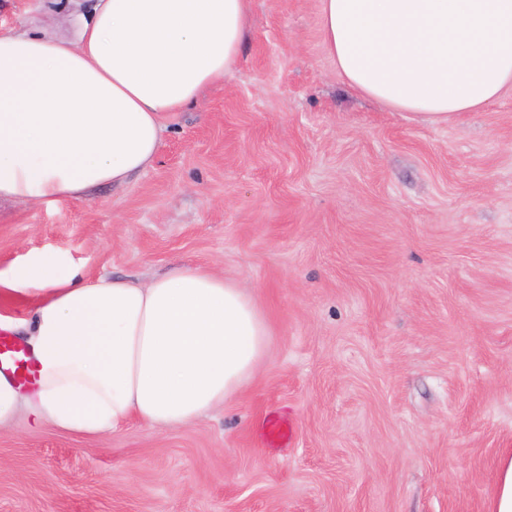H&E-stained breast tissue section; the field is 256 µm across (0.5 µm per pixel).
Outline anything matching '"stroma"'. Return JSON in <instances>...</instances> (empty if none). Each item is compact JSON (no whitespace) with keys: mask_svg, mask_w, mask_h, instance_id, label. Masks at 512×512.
Returning a JSON list of instances; mask_svg holds the SVG:
<instances>
[{"mask_svg":"<svg viewBox=\"0 0 512 512\" xmlns=\"http://www.w3.org/2000/svg\"><path fill=\"white\" fill-rule=\"evenodd\" d=\"M50 7L0 0V28L75 39ZM251 7L233 72L131 186L0 204V272L211 266L252 287L268 355L183 428H1L0 512H486L512 448V90L421 122L345 85L319 0Z\"/></svg>","mask_w":512,"mask_h":512,"instance_id":"1","label":"stroma"}]
</instances>
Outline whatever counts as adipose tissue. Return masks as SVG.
<instances>
[{
  "instance_id": "1",
  "label": "adipose tissue",
  "mask_w": 512,
  "mask_h": 512,
  "mask_svg": "<svg viewBox=\"0 0 512 512\" xmlns=\"http://www.w3.org/2000/svg\"><path fill=\"white\" fill-rule=\"evenodd\" d=\"M251 0H79L76 42L0 32V200L58 205L129 186L156 160L169 113L237 65ZM344 83L396 112L444 124L512 89V0H320ZM0 291V314L38 368L33 394L0 374V427L27 417L99 439L138 419L179 427L240 397L270 330L246 285L176 265L141 280L53 252Z\"/></svg>"
}]
</instances>
